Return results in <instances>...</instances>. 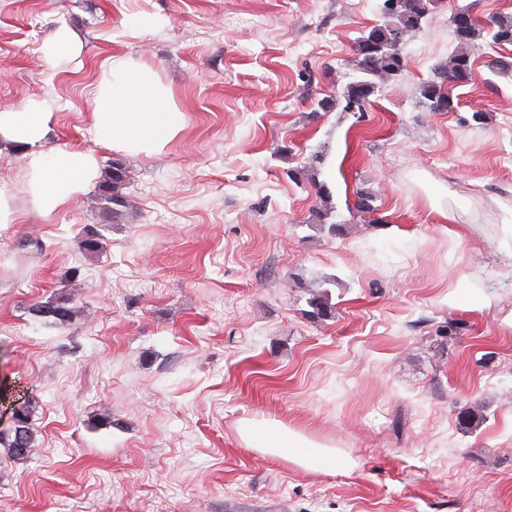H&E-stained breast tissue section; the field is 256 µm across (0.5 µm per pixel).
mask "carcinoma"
I'll list each match as a JSON object with an SVG mask.
<instances>
[{
	"instance_id": "carcinoma-1",
	"label": "carcinoma",
	"mask_w": 512,
	"mask_h": 512,
	"mask_svg": "<svg viewBox=\"0 0 512 512\" xmlns=\"http://www.w3.org/2000/svg\"><path fill=\"white\" fill-rule=\"evenodd\" d=\"M436 0H383L381 20L365 31L357 41L355 60L352 62L355 76L336 95L318 102L319 109L330 112L339 109L343 112H364L371 97L376 95L377 80L394 79L406 69L404 45L408 36L422 27ZM451 27L455 50L448 60L438 64L430 79L419 86L421 103L431 112H453L457 108L451 86H462L471 81L474 61L472 49L479 40H486L497 47L512 46V15H500L486 24L471 15L467 7L455 9L451 16ZM126 169L118 160L112 161L102 185L99 205L101 212L114 218L128 208L129 201L123 193ZM376 194L359 188L355 191L350 210L360 216L376 213ZM333 210L322 208L314 212L315 222L333 235L341 231V225L331 221ZM310 315L324 320L331 316L332 306L325 295H315L310 301ZM29 311L40 321L64 326L75 316L72 300L66 295H58L46 302L32 304ZM34 405L23 402L14 415L22 428V437L15 434L0 435V445L6 448L10 459L25 461L29 457L33 443L32 416Z\"/></svg>"
}]
</instances>
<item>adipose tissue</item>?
<instances>
[{"label": "adipose tissue", "mask_w": 512, "mask_h": 512, "mask_svg": "<svg viewBox=\"0 0 512 512\" xmlns=\"http://www.w3.org/2000/svg\"><path fill=\"white\" fill-rule=\"evenodd\" d=\"M97 99L101 110L96 119L117 151L139 154L159 150L181 126L180 112L169 105L155 80L123 59L112 60L104 71ZM52 122V112L37 102L0 112V152L22 148L32 192L40 210L46 213L83 193L95 168L91 156L64 148L45 149ZM238 433L246 447L306 471L337 467L350 470L355 466L348 454L279 422L245 419Z\"/></svg>", "instance_id": "1"}]
</instances>
